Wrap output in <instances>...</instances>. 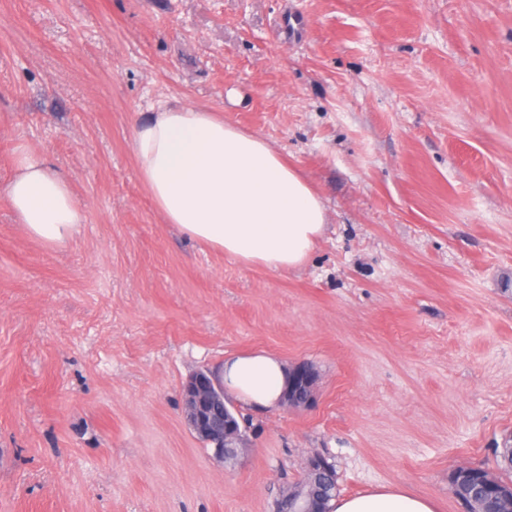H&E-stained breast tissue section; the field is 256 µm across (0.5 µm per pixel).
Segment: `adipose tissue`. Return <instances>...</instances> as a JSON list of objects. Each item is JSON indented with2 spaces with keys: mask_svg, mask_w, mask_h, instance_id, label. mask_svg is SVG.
Returning a JSON list of instances; mask_svg holds the SVG:
<instances>
[{
  "mask_svg": "<svg viewBox=\"0 0 512 512\" xmlns=\"http://www.w3.org/2000/svg\"><path fill=\"white\" fill-rule=\"evenodd\" d=\"M136 171L165 223L246 267H302L328 222L322 196L260 136L203 108L161 103L132 126ZM14 174L0 188L26 234L64 247L86 221L65 174L27 145L14 150ZM225 393L246 406L278 405L288 368L254 351L216 372ZM333 512H437V503L401 488L340 497Z\"/></svg>",
  "mask_w": 512,
  "mask_h": 512,
  "instance_id": "1",
  "label": "adipose tissue"
}]
</instances>
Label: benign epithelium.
Masks as SVG:
<instances>
[{
	"label": "benign epithelium",
	"mask_w": 512,
	"mask_h": 512,
	"mask_svg": "<svg viewBox=\"0 0 512 512\" xmlns=\"http://www.w3.org/2000/svg\"><path fill=\"white\" fill-rule=\"evenodd\" d=\"M317 379L318 375L309 363H296L289 371L281 405L296 406L297 397L301 394L305 395V406L312 405ZM182 401L187 428L196 439L211 447L214 458L219 462L228 457L237 458L246 448V431L224 405V389L210 379L209 371H198L189 378L182 388ZM325 466V456L314 454L309 457L306 482L298 483L295 497L288 500L290 512H320L313 475Z\"/></svg>",
	"instance_id": "obj_1"
}]
</instances>
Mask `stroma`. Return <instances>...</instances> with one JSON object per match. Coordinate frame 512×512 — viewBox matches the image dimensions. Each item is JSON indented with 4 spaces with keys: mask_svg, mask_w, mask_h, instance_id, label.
Instances as JSON below:
<instances>
[{
    "mask_svg": "<svg viewBox=\"0 0 512 512\" xmlns=\"http://www.w3.org/2000/svg\"><path fill=\"white\" fill-rule=\"evenodd\" d=\"M201 106L321 193L301 268L164 223L135 117ZM27 144L87 221L49 249L0 195V512H273L311 453L342 496L503 480L512 446V0H0V185ZM256 350L312 406L244 404L238 461L183 420L196 371Z\"/></svg>",
    "mask_w": 512,
    "mask_h": 512,
    "instance_id": "stroma-1",
    "label": "stroma"
}]
</instances>
